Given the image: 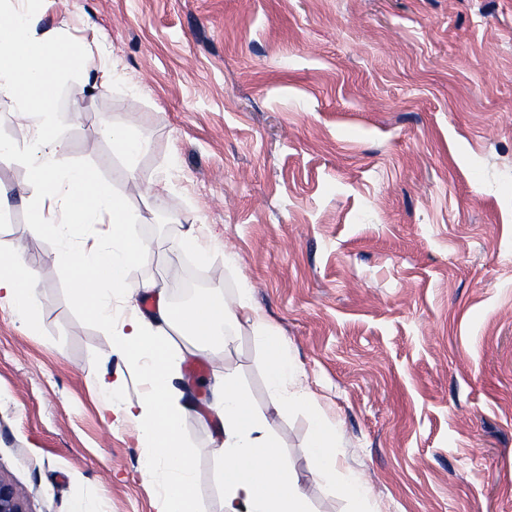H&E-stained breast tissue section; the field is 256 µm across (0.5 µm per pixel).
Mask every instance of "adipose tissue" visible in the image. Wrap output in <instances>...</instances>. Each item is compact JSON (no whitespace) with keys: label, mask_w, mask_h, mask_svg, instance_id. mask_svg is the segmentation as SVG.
Returning a JSON list of instances; mask_svg holds the SVG:
<instances>
[{"label":"adipose tissue","mask_w":512,"mask_h":512,"mask_svg":"<svg viewBox=\"0 0 512 512\" xmlns=\"http://www.w3.org/2000/svg\"><path fill=\"white\" fill-rule=\"evenodd\" d=\"M41 17L27 0H0V98L14 102L18 115L27 120L33 139L28 149L0 138V156L24 154L29 180L36 197L29 222L35 232L52 239L53 261L71 274L73 302L83 313L107 327L109 348L119 349L127 359L139 363L151 389L138 403L123 398L125 381L108 372L99 375L106 411L135 421L140 439L150 454L145 468L164 473V490L156 501V512H195L197 474L183 449L179 422L185 410L175 398L182 351L174 337L190 338L195 351L210 353L214 342L229 345L241 325L261 336L267 350V383L280 409L302 406L306 396L293 389L294 372L284 343L265 326L247 293L235 304L198 295L189 305L174 310L166 301L164 281L147 280L138 292L154 297L149 312L133 310L115 319L112 301L129 296L128 269L148 253V247L131 225L122 201L114 196L97 173L69 163L68 142L58 108L49 96L48 46L78 67L85 85L74 99L82 101L85 86L105 87L112 73L97 66L95 57L105 56L104 45L90 46L60 40L57 33L40 31ZM109 223L104 235L73 244L76 227ZM34 265L17 253L0 252V306L12 309L23 321L33 318ZM214 407L224 428V501L229 512H308L298 478L287 463L278 459V445L268 434L261 415L229 381L213 391ZM312 436L307 455L318 476L336 475V429L320 413L310 415Z\"/></svg>","instance_id":"adipose-tissue-1"}]
</instances>
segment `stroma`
<instances>
[{
	"label": "stroma",
	"instance_id": "obj_1",
	"mask_svg": "<svg viewBox=\"0 0 512 512\" xmlns=\"http://www.w3.org/2000/svg\"><path fill=\"white\" fill-rule=\"evenodd\" d=\"M43 24L109 51L110 88L61 113L68 160L121 198L150 248L129 285L192 264L199 293L247 289L336 427V479L305 455L241 328L178 386L199 512H226L212 385L261 413L311 512H512V0H43ZM104 124L147 136L128 174ZM166 178L168 191L151 187ZM0 250L38 263L37 319L0 309V478L27 512H156L134 422L97 377L150 384L75 308L28 222L26 163L0 156ZM211 253L177 248L188 225Z\"/></svg>",
	"mask_w": 512,
	"mask_h": 512
}]
</instances>
